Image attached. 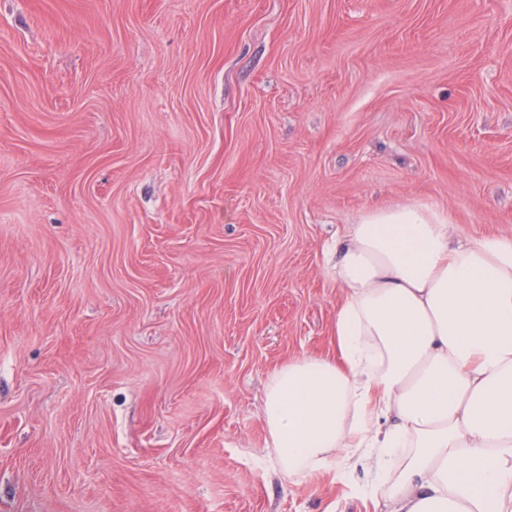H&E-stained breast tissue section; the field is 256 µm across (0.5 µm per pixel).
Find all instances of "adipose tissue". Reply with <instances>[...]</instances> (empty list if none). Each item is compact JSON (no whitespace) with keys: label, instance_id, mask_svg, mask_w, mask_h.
Masks as SVG:
<instances>
[{"label":"adipose tissue","instance_id":"1","mask_svg":"<svg viewBox=\"0 0 512 512\" xmlns=\"http://www.w3.org/2000/svg\"><path fill=\"white\" fill-rule=\"evenodd\" d=\"M338 359L277 366L263 418L289 480L376 451L382 512H512V237L376 208L336 238Z\"/></svg>","mask_w":512,"mask_h":512}]
</instances>
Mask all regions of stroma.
Returning a JSON list of instances; mask_svg holds the SVG:
<instances>
[{"instance_id":"obj_1","label":"stroma","mask_w":512,"mask_h":512,"mask_svg":"<svg viewBox=\"0 0 512 512\" xmlns=\"http://www.w3.org/2000/svg\"><path fill=\"white\" fill-rule=\"evenodd\" d=\"M403 204L512 237V0H0V512H375L262 403Z\"/></svg>"}]
</instances>
